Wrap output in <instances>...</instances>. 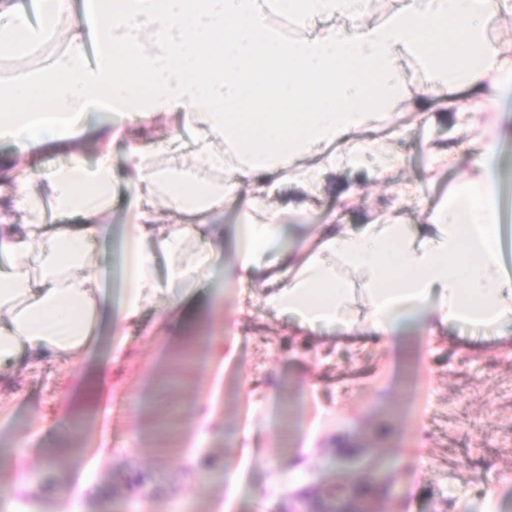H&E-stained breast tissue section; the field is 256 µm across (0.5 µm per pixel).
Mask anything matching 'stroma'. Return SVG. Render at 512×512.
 <instances>
[{
    "mask_svg": "<svg viewBox=\"0 0 512 512\" xmlns=\"http://www.w3.org/2000/svg\"><path fill=\"white\" fill-rule=\"evenodd\" d=\"M90 113L72 151L21 152L0 140L18 169L96 157ZM377 137L400 163L378 176L364 168L327 173L307 193L282 189L274 203L305 208L311 226L357 224L391 214L421 223L422 200L445 199L467 159L437 162L459 139L451 113L424 121L407 108ZM111 232L94 251L111 305L123 262L122 226L132 199L123 152H115ZM415 192L400 195L403 185ZM255 284L233 286L215 268L208 287L177 316L159 295L126 329L124 355L111 360L108 322L91 355L51 361L0 384V484L34 474V498L0 495V512H63L85 485L81 512H287L294 495L322 484L355 485L370 459L399 474L372 497L378 512H512V335L471 342L466 329L440 330L429 348L406 337L385 346L366 333H307L263 302ZM419 390L410 394V371ZM30 444L16 454L14 439ZM75 447L67 467L52 448ZM234 460L242 493L224 482Z\"/></svg>",
    "mask_w": 512,
    "mask_h": 512,
    "instance_id": "35a3bbf8",
    "label": "stroma"
}]
</instances>
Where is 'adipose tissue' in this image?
<instances>
[{
	"instance_id": "1",
	"label": "adipose tissue",
	"mask_w": 512,
	"mask_h": 512,
	"mask_svg": "<svg viewBox=\"0 0 512 512\" xmlns=\"http://www.w3.org/2000/svg\"><path fill=\"white\" fill-rule=\"evenodd\" d=\"M376 0H122L99 10L89 0L91 29L75 22L72 0H41V14L68 22L64 47L10 85V113L0 140L46 154L81 133L77 115L106 112L94 163L66 164L17 175L0 204V378L43 358H70L94 345L109 316L112 359L125 328L144 303L167 293L178 311L187 289L207 278L224 250L219 219L242 201L234 257L224 275L261 282L265 304L300 329L366 330L385 343L417 328L470 326L483 337L512 333V277L499 258V209L493 162L500 133L481 115L512 97V42L485 36L489 14L512 18V0H387L386 16H369ZM285 16L296 33L274 25ZM108 47L96 63L88 36ZM53 33L26 10L0 6V57L23 58ZM144 83L148 95L134 93ZM58 116L27 113L32 93ZM454 113L460 138L439 155L453 164L468 155L454 200L424 209L420 224L321 225L307 233L302 206L269 200L289 172L309 191L327 172L364 165L382 174L399 162L375 137L404 105ZM166 115L178 119L157 151L126 141L128 124ZM125 142L133 197L124 232L126 288L111 309L90 261L108 232L112 154ZM167 204L181 215L159 223ZM169 261L159 277L157 261Z\"/></svg>"
}]
</instances>
